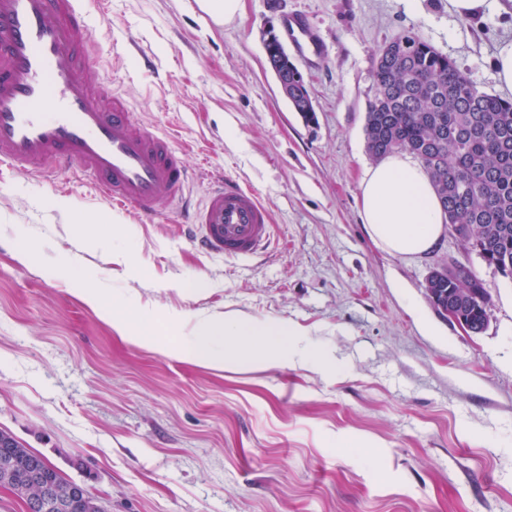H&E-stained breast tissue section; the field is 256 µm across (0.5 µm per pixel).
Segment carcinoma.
<instances>
[{"label":"carcinoma","mask_w":512,"mask_h":512,"mask_svg":"<svg viewBox=\"0 0 512 512\" xmlns=\"http://www.w3.org/2000/svg\"><path fill=\"white\" fill-rule=\"evenodd\" d=\"M401 55L387 62V46L376 52L374 91L366 106V147L374 158L404 151L420 161L440 198L445 222L470 252L512 280V100L477 89L447 56L415 33L398 38ZM442 294L480 288L471 321L487 304L482 279L468 269L439 276ZM37 453L16 439L0 447V459L27 470ZM71 481L55 474L60 512H99L95 500L68 496Z\"/></svg>","instance_id":"cac0c4a2"}]
</instances>
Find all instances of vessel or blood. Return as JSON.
<instances>
[{"mask_svg":"<svg viewBox=\"0 0 512 512\" xmlns=\"http://www.w3.org/2000/svg\"><path fill=\"white\" fill-rule=\"evenodd\" d=\"M92 26L84 0H0V164L51 186L81 174L146 220L175 207L209 255L266 252L276 226L253 190L227 176L193 202L195 173L173 137L145 124L111 78L89 77Z\"/></svg>","mask_w":512,"mask_h":512,"instance_id":"1","label":"vessel or blood"}]
</instances>
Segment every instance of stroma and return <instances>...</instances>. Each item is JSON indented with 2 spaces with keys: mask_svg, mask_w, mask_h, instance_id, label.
<instances>
[{
  "mask_svg": "<svg viewBox=\"0 0 512 512\" xmlns=\"http://www.w3.org/2000/svg\"><path fill=\"white\" fill-rule=\"evenodd\" d=\"M88 2L97 71H131L123 90L142 120L197 171L254 189L279 245L246 262L206 256L168 209L146 224L123 213L107 235L112 206L85 178L50 188L0 165V431L107 512H512V280L448 233L425 255H390L358 211L377 50L417 33L480 91L512 99L494 68L512 0L474 17L450 0H243L211 28L195 0ZM296 16L318 45L286 46L311 123L262 44L269 23ZM454 260L489 293L481 333L426 295ZM87 284L150 314L151 336L174 347L193 331L167 312H241L288 322L327 361L219 374L117 337L78 299Z\"/></svg>",
  "mask_w": 512,
  "mask_h": 512,
  "instance_id": "obj_1",
  "label": "stroma"
}]
</instances>
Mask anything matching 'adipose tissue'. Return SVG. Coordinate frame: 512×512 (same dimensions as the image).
Segmentation results:
<instances>
[{
	"instance_id": "1",
	"label": "adipose tissue",
	"mask_w": 512,
	"mask_h": 512,
	"mask_svg": "<svg viewBox=\"0 0 512 512\" xmlns=\"http://www.w3.org/2000/svg\"><path fill=\"white\" fill-rule=\"evenodd\" d=\"M359 188L361 221L389 254L420 256L442 237V203L428 172L410 154L393 153L366 166ZM80 299L121 338L151 344V336L124 313L110 309L98 289L83 288ZM171 318L195 331L194 339L179 347V356L215 370L260 371L276 363L305 367L322 358L309 345H293L294 330L283 321L261 324L247 316L199 317L187 312L172 313Z\"/></svg>"
}]
</instances>
